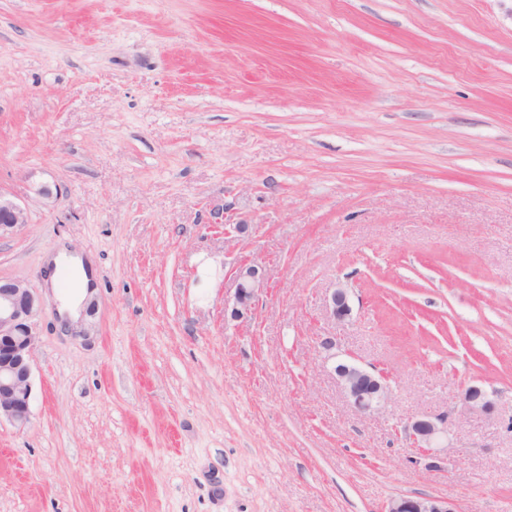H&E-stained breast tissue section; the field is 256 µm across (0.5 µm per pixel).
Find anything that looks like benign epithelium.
Here are the masks:
<instances>
[{
	"label": "benign epithelium",
	"instance_id": "7a95c632",
	"mask_svg": "<svg viewBox=\"0 0 512 512\" xmlns=\"http://www.w3.org/2000/svg\"><path fill=\"white\" fill-rule=\"evenodd\" d=\"M28 223L27 211L7 193L0 191V237ZM235 291L232 305L224 307L233 320L251 316L259 297L268 292V280L263 267L249 259L238 261L234 271ZM41 307L36 289L22 281H0V421L17 427L30 421L32 394V353L36 344L31 318ZM349 288L339 284L326 303V313L341 322L351 316ZM326 357L342 361L332 372L346 402L357 413H374L392 400L387 373L375 365L365 367L351 352H336V337L326 336L319 341ZM494 402L479 385L468 386L459 397V404L450 412L425 414L402 425L405 441L418 450L415 463L426 469L442 463L434 450L440 435L447 430L448 416L466 412L489 413ZM383 512H461L459 503L446 497L401 495L389 499Z\"/></svg>",
	"mask_w": 512,
	"mask_h": 512
}]
</instances>
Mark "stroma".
I'll return each mask as SVG.
<instances>
[{
	"label": "stroma",
	"instance_id": "35a3bbf8",
	"mask_svg": "<svg viewBox=\"0 0 512 512\" xmlns=\"http://www.w3.org/2000/svg\"><path fill=\"white\" fill-rule=\"evenodd\" d=\"M0 191V280L45 303L0 512H512V0H0ZM64 243L96 273L69 330ZM242 254L272 291L228 322ZM324 336L388 408L347 406ZM471 384L494 411L416 466L398 426ZM27 222V211L9 194L0 191V238ZM326 303V313L335 321L341 322L349 319L352 308L350 305L349 288L344 284H337ZM459 503L447 497L401 495L389 499L383 512H461Z\"/></svg>",
	"mask_w": 512,
	"mask_h": 512
}]
</instances>
